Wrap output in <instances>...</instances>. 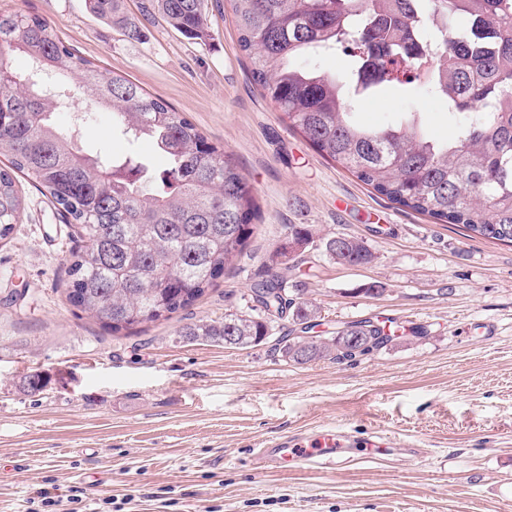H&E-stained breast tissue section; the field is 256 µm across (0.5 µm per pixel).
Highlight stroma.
Masks as SVG:
<instances>
[{
	"instance_id": "35a3bbf8",
	"label": "stroma",
	"mask_w": 512,
	"mask_h": 512,
	"mask_svg": "<svg viewBox=\"0 0 512 512\" xmlns=\"http://www.w3.org/2000/svg\"><path fill=\"white\" fill-rule=\"evenodd\" d=\"M144 2L123 5L142 27L137 39L85 0H0V12L48 20L94 69L184 112L231 154L260 217L216 288L170 319L115 335L67 302L82 243L24 185L18 222L0 242V512H503L512 503V244L397 208L321 157L254 85L226 0H201L200 38L145 18ZM62 84L71 109L56 122L74 129L76 146L116 160L134 153L163 173L151 142L129 145L111 112L76 95L77 78ZM412 113L438 139L468 120L418 85L377 89L355 117L372 127ZM292 224L314 225L323 241L361 238L373 259L349 265L309 248L296 263L270 264ZM274 274L316 303L314 335L373 317L426 336L303 366L279 350L287 317L247 348L180 337L188 324L245 310L254 285ZM33 375L41 389L29 388ZM327 423L356 441L382 429L409 445L329 472L256 461L264 440Z\"/></svg>"
}]
</instances>
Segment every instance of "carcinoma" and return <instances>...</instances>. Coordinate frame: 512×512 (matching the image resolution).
<instances>
[{"instance_id": "cac0c4a2", "label": "carcinoma", "mask_w": 512, "mask_h": 512, "mask_svg": "<svg viewBox=\"0 0 512 512\" xmlns=\"http://www.w3.org/2000/svg\"><path fill=\"white\" fill-rule=\"evenodd\" d=\"M100 19L133 38L141 28L121 15L120 0H86ZM240 51L264 97L317 150L391 203L439 224H460L512 244V0H227ZM149 10L190 38L205 32L201 0H150ZM343 51L352 65L329 76L293 60ZM54 78L76 76L88 97L112 110L133 141L152 140L169 168L154 177L129 157L115 165L75 147L53 115L56 96L28 82L10 54ZM0 241L13 232L23 204L18 177L50 197L85 242L73 252L69 302L118 334L167 320L214 286L247 245L258 205L224 147L187 117L120 75L102 76L43 19L0 15ZM425 82L448 113H471L448 138H430L414 119L365 129L352 123L351 99L381 85ZM311 224H290L306 243ZM350 264L371 262L356 237L326 242ZM254 305L219 324L189 325V340L246 348L262 343L272 323L306 320L316 306L289 293L274 275L252 288ZM282 357L296 364L354 360L378 345L344 338L299 346L281 338Z\"/></svg>"}]
</instances>
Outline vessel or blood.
Returning a JSON list of instances; mask_svg holds the SVG:
<instances>
[{
    "mask_svg": "<svg viewBox=\"0 0 512 512\" xmlns=\"http://www.w3.org/2000/svg\"><path fill=\"white\" fill-rule=\"evenodd\" d=\"M348 438L338 426L319 428L310 435L277 437L264 443L258 460L271 469L330 471L345 459Z\"/></svg>",
    "mask_w": 512,
    "mask_h": 512,
    "instance_id": "b4317fda",
    "label": "vessel or blood"
}]
</instances>
